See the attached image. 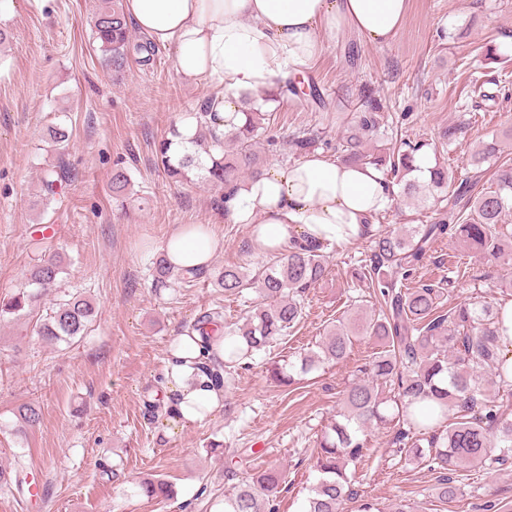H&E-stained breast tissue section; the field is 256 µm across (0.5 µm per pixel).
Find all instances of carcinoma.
<instances>
[{"instance_id":"carcinoma-1","label":"carcinoma","mask_w":512,"mask_h":512,"mask_svg":"<svg viewBox=\"0 0 512 512\" xmlns=\"http://www.w3.org/2000/svg\"><path fill=\"white\" fill-rule=\"evenodd\" d=\"M92 30L105 66L123 71L132 55L151 53L148 44H132L124 0H101L92 17ZM362 104L346 132L336 141L340 160L371 164L403 181V193L412 197L421 191L433 195L457 185L456 196L467 198L469 218L443 210L431 224L407 230L383 225L372 231L357 276L372 289L379 305L375 313L356 310L337 320L320 344V351L303 357L300 366L284 372L275 368L280 380L293 384L295 371L307 373L325 362L347 358L359 337L377 343L379 351L357 366L354 379L340 399V411L325 426L318 443L315 468L319 478L311 490L305 512H340L356 496L350 467L364 459L367 435L374 427H397L394 444L399 452L429 463L438 473L435 493L452 500L457 494L458 472L468 467L497 470L512 458V420L505 417L504 404L512 400V368L502 356L499 325L503 312L488 301L465 300L444 311L438 299L442 287H405L432 246L439 240L460 238L485 260L512 263V231L502 224L512 209V167L496 175L495 188L474 197L472 183H455L448 167L437 163L420 182L408 178L417 171L415 154L426 146L417 141L398 142V131L380 125V102L361 92ZM208 105L195 113L197 131L189 142L182 141L179 128L164 138L156 150L165 174L175 182L200 179L213 186L240 187L241 182L263 172L260 136L266 132L272 112L253 104L245 112V123L230 135L220 134L211 124ZM70 133L62 124L46 129V141L54 147V162L42 169L40 192L45 203L56 201L67 181L65 154ZM318 136L309 131L292 135L294 152L303 154L315 146ZM500 141L483 140L472 151L474 170L496 156ZM130 186L126 169L112 173V192L122 197ZM329 255L316 248L299 246L284 254H271L265 269L250 274L239 267H226L213 279L214 287L237 295L251 289L245 316L226 326L217 310L200 315L190 330L202 337V369L215 385H224L234 373L249 367L247 359L256 351L286 335L302 313L306 289L324 279ZM65 267L56 258L39 259L29 269L28 287L0 298V317L29 315L39 308L44 292L54 287ZM199 269L175 270L167 259L157 263L155 286L165 288L175 278L192 283ZM95 316L92 302L73 295L56 303L45 317L35 322L33 332L43 342L72 344L83 336ZM224 328V360L209 354L215 330ZM454 410L453 417L448 411ZM41 407L29 404L19 410L22 426L37 425ZM14 476L0 471V483L15 482L23 490L28 476L24 459L17 458ZM282 472L252 474L241 479L224 495V512H277ZM171 485L154 475L136 483V494L161 501L170 496Z\"/></svg>"}]
</instances>
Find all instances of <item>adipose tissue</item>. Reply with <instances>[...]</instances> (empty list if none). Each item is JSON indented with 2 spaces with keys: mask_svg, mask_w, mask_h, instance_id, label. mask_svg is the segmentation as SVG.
<instances>
[{
  "mask_svg": "<svg viewBox=\"0 0 512 512\" xmlns=\"http://www.w3.org/2000/svg\"><path fill=\"white\" fill-rule=\"evenodd\" d=\"M409 0H125L135 27L155 44L173 48L175 70L187 83L220 88L214 125H242L241 96L305 76L322 52L321 36L348 27L369 43L393 41ZM394 203L380 170L323 153L274 165L228 193L224 215L252 225L257 252L298 241L321 247L352 243L372 216ZM218 249L209 226L184 224L163 243L180 269L207 266ZM199 336L179 335L162 377L163 407L176 423L194 425L224 406V392L207 387L197 364Z\"/></svg>",
  "mask_w": 512,
  "mask_h": 512,
  "instance_id": "adipose-tissue-1",
  "label": "adipose tissue"
}]
</instances>
